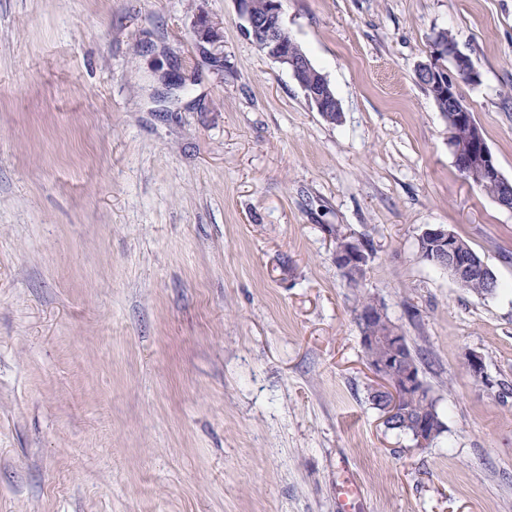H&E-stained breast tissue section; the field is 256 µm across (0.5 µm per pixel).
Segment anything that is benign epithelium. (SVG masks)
Here are the masks:
<instances>
[{"mask_svg": "<svg viewBox=\"0 0 512 512\" xmlns=\"http://www.w3.org/2000/svg\"><path fill=\"white\" fill-rule=\"evenodd\" d=\"M237 12L242 20V33L269 58L284 65L299 86L305 90L307 102L320 113L336 106L326 84L314 78L309 84L300 82L302 73L311 71L307 59L288 49L286 30L278 25L281 16V0H271L269 11L264 17L250 12L248 0H235ZM200 42H214L219 31L211 26L205 17L197 18L194 30ZM417 81L426 83L436 90L437 96L448 101V139L453 150L454 161L463 178L480 184L496 181L499 184V206L512 210V181L505 179L499 170L484 134L477 124L470 108L458 97V81L464 79L471 84L480 80L479 72L468 63L467 56L460 49L448 48L440 42H432L430 60L418 65L415 71ZM419 249L427 262L448 269L450 276L460 285L484 271V263L474 253H464L458 249L456 234L445 224H430L418 238ZM336 267L344 272L364 268L365 255L358 242L344 239L335 251ZM363 346L379 351L370 367L380 384L373 392L380 399L383 420L399 413L398 398L407 391L415 392L416 397H424L419 366L406 356L407 341L403 334L390 328L387 337L377 340L373 336H360ZM414 438L421 446L429 445L436 432L432 419L420 417L413 421Z\"/></svg>", "mask_w": 512, "mask_h": 512, "instance_id": "1", "label": "benign epithelium"}]
</instances>
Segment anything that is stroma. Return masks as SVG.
Masks as SVG:
<instances>
[{
    "label": "stroma",
    "mask_w": 512,
    "mask_h": 512,
    "mask_svg": "<svg viewBox=\"0 0 512 512\" xmlns=\"http://www.w3.org/2000/svg\"><path fill=\"white\" fill-rule=\"evenodd\" d=\"M202 14L220 41L194 39ZM282 20L339 122L234 0H0V512H512V212L415 79L450 31L512 179V0H282ZM428 224L495 295L420 258ZM340 232L372 252L363 289ZM362 292L439 401L427 446L369 401ZM456 235L459 245L467 252L474 253L460 251ZM418 245L420 257L423 259L422 252L427 262L438 267L445 266L459 286L464 285L472 277L462 288L479 296L494 295L498 290L499 284L494 272L489 268L490 276L479 274L484 271V263L468 241L455 234L448 225H427L418 238Z\"/></svg>",
    "instance_id": "1"
}]
</instances>
